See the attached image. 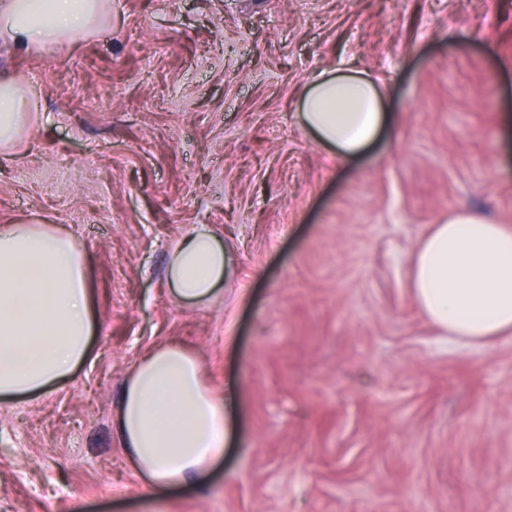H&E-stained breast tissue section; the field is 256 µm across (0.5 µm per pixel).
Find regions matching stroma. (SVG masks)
<instances>
[{"label": "stroma", "instance_id": "stroma-1", "mask_svg": "<svg viewBox=\"0 0 512 512\" xmlns=\"http://www.w3.org/2000/svg\"><path fill=\"white\" fill-rule=\"evenodd\" d=\"M50 53L0 46L40 119L0 156V226L86 258L89 358L0 400V512H512V333L471 346L419 309L413 253L476 211L512 225V0H109ZM387 91L391 137L336 163L302 125L311 73ZM196 224L222 293L178 305ZM234 391L201 487L146 492L114 418L152 347ZM224 246L207 224L194 225L169 252L167 280L173 299L202 304L215 297L224 280Z\"/></svg>", "mask_w": 512, "mask_h": 512}]
</instances>
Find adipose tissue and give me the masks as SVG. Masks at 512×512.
<instances>
[{"mask_svg": "<svg viewBox=\"0 0 512 512\" xmlns=\"http://www.w3.org/2000/svg\"><path fill=\"white\" fill-rule=\"evenodd\" d=\"M105 0H0V40L48 51L93 35ZM379 85L364 73L310 76L300 117L346 160L390 118ZM39 121L31 86L0 72V154L15 151ZM224 247L194 225L171 247L173 299L202 304L224 280ZM411 283L428 320L471 344L512 332V226L462 210L433 225L415 252ZM94 321L84 256L61 226L38 221L0 230V397L35 395L68 379L90 348ZM237 406L206 382L197 357L177 344L146 353L128 374L115 426L148 489L200 483L224 456Z\"/></svg>", "mask_w": 512, "mask_h": 512, "instance_id": "obj_1", "label": "adipose tissue"}]
</instances>
